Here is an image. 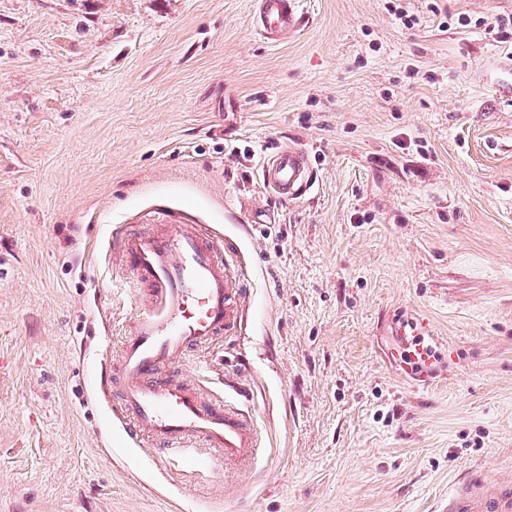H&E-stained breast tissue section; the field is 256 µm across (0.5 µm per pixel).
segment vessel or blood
Listing matches in <instances>:
<instances>
[{
  "mask_svg": "<svg viewBox=\"0 0 512 512\" xmlns=\"http://www.w3.org/2000/svg\"><path fill=\"white\" fill-rule=\"evenodd\" d=\"M301 20L300 0H258L253 25L264 37H282L297 32ZM262 179L278 196L298 197L312 180L306 150L276 151L264 162ZM113 249L133 275L140 308L134 333L101 371L97 391L113 397L112 411L137 445L181 456L194 441L197 463L249 464L260 446L252 417L177 368L191 351L231 335L242 322L244 299L223 249L202 226L166 219L155 232L117 238ZM431 339L423 316L401 335L399 366L424 384L435 374ZM448 512H512V483L462 491Z\"/></svg>",
  "mask_w": 512,
  "mask_h": 512,
  "instance_id": "obj_1",
  "label": "vessel or blood"
}]
</instances>
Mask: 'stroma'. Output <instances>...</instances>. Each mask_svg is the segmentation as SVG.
I'll return each instance as SVG.
<instances>
[{
	"mask_svg": "<svg viewBox=\"0 0 512 512\" xmlns=\"http://www.w3.org/2000/svg\"><path fill=\"white\" fill-rule=\"evenodd\" d=\"M0 0V512H440L512 480V0ZM416 19L405 27L401 14ZM304 148L312 187L260 166ZM234 249L238 333L181 368L252 413L251 465L161 462L93 385L165 217ZM454 349L419 385L399 320ZM301 0H258L253 18L256 31L265 38L290 36L302 20ZM261 171L264 185L281 197H298L312 181L308 155L301 147L276 151L263 163Z\"/></svg>",
	"mask_w": 512,
	"mask_h": 512,
	"instance_id": "1",
	"label": "stroma"
}]
</instances>
